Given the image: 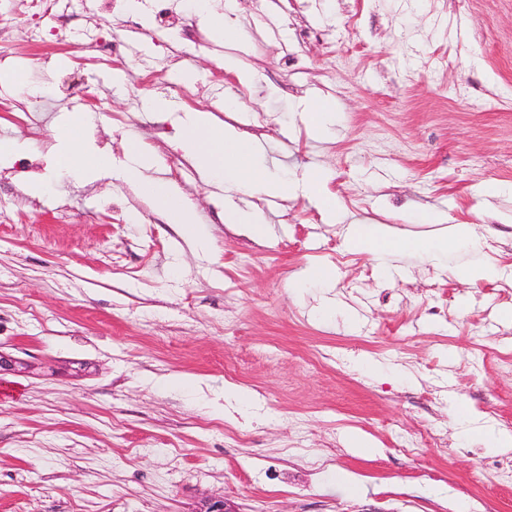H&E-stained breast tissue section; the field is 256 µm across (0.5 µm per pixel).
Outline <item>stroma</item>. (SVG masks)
I'll list each match as a JSON object with an SVG mask.
<instances>
[{
  "mask_svg": "<svg viewBox=\"0 0 512 512\" xmlns=\"http://www.w3.org/2000/svg\"><path fill=\"white\" fill-rule=\"evenodd\" d=\"M140 2L71 0L69 33L0 0V77L24 78L0 80V139L28 144L0 165V351L25 364L0 375V512H512L481 438L512 434V193L487 195L512 185V0H211L230 46L190 0ZM159 98L256 139L273 176L319 171L344 221L268 197L264 241L228 230L250 197L199 175ZM71 112L115 174L49 167ZM131 138L207 252L119 179ZM437 214L479 249L385 265L345 245L349 225L431 232ZM313 264L331 281L302 280Z\"/></svg>",
  "mask_w": 512,
  "mask_h": 512,
  "instance_id": "35a3bbf8",
  "label": "stroma"
}]
</instances>
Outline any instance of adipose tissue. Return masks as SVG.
Segmentation results:
<instances>
[{
    "label": "adipose tissue",
    "instance_id": "obj_1",
    "mask_svg": "<svg viewBox=\"0 0 512 512\" xmlns=\"http://www.w3.org/2000/svg\"><path fill=\"white\" fill-rule=\"evenodd\" d=\"M87 122L85 114L69 115L58 128L48 153L56 170L90 182L111 171L112 156L86 145ZM177 123L179 146L203 177L227 182L251 196L287 199L302 194L313 198L324 214L335 216L336 200L323 192L320 174H312L300 184L270 178L258 160L253 141L233 125L217 124L211 113L188 112ZM127 157L125 182L154 210L163 213L169 223L180 225L183 235L196 249L206 250V241L186 198L172 182L153 176L152 160L139 141H128ZM478 241L469 224H452L431 235L405 234L384 224H354L345 238L347 247L353 251L395 258L448 253Z\"/></svg>",
    "mask_w": 512,
    "mask_h": 512
}]
</instances>
